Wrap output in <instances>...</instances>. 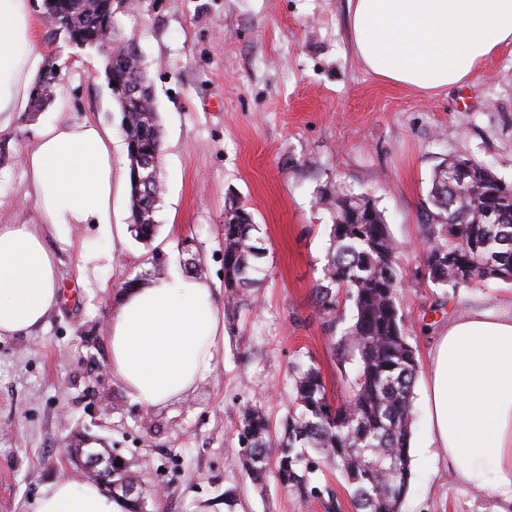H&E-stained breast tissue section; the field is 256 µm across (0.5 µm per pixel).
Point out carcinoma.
I'll use <instances>...</instances> for the list:
<instances>
[{
  "instance_id": "carcinoma-1",
  "label": "carcinoma",
  "mask_w": 512,
  "mask_h": 512,
  "mask_svg": "<svg viewBox=\"0 0 512 512\" xmlns=\"http://www.w3.org/2000/svg\"><path fill=\"white\" fill-rule=\"evenodd\" d=\"M103 5L104 0H42L50 24L48 42L98 40L99 32L77 22L98 15ZM105 54L112 66L111 81L116 83L111 94L122 114L132 170L148 156L161 157V124L157 112L145 110L146 98L123 95L128 89L151 86L141 68L139 48L114 43ZM57 77L55 62L47 60L32 111H41L50 101ZM160 194L156 178L148 192L130 188V226L140 240L155 235L154 202ZM430 198L438 213L437 223L425 225L423 231L422 279L454 293L491 279L512 283V184L484 162L454 158L434 171ZM329 205L333 209L330 247L314 296L328 315L342 299L352 304V322L337 348L339 365L353 366L350 394L345 402L332 405L315 363L295 364L292 401L280 429L272 428L261 408H242L238 430L245 443L244 466L260 483L271 454H277L280 483L309 494L331 512L338 499L314 485L317 469L305 455V449L317 448L336 461V469L351 488L355 512H402L410 479L409 440L419 362L403 332L399 245L368 197L340 188ZM259 230L244 208L232 203L224 211L225 309L230 320L236 318L245 290L261 272Z\"/></svg>"
}]
</instances>
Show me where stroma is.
Segmentation results:
<instances>
[{"label": "stroma", "mask_w": 512, "mask_h": 512, "mask_svg": "<svg viewBox=\"0 0 512 512\" xmlns=\"http://www.w3.org/2000/svg\"><path fill=\"white\" fill-rule=\"evenodd\" d=\"M32 3L38 46L55 55L59 81L53 105L15 114L5 133L0 224L35 222L20 157L57 114L111 129L113 164L127 158L102 55L51 48L41 0ZM347 11L348 0H115L114 38L138 44L163 132L158 230L148 244L128 231L107 241L96 224L71 225L65 243L48 236L61 301L33 334L0 339V512H32L45 486L80 476L66 446L89 439L141 476L152 491L147 512H323L275 475L253 483L237 425L247 405L274 422L287 414L298 361L315 362L331 403L347 396L336 348L351 306L327 315L312 296L327 262L326 200L337 186L373 199L401 246L404 334L420 365L449 318L512 300L503 281L451 295L420 279L422 228L437 214L428 196L435 168L472 158L512 183V45L462 87L413 91L361 65ZM232 202L261 228L262 280L225 322L209 378L146 407L110 368L106 325L130 282L155 277L156 252L169 264L194 258L223 296ZM426 385L419 373L403 512H494L493 500L460 486L430 447Z\"/></svg>", "instance_id": "1"}]
</instances>
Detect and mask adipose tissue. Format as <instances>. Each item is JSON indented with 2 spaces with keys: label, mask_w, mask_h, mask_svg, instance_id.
<instances>
[{
  "label": "adipose tissue",
  "mask_w": 512,
  "mask_h": 512,
  "mask_svg": "<svg viewBox=\"0 0 512 512\" xmlns=\"http://www.w3.org/2000/svg\"><path fill=\"white\" fill-rule=\"evenodd\" d=\"M359 61L421 91L462 85L512 44V0H349ZM44 64L31 0H0V132L27 111ZM34 224L0 225V338L37 331L59 302L58 259L47 235L72 224L112 228V194L129 170L112 165V132L95 121L44 125L21 156ZM113 373L147 407L185 397L224 347V321L205 278L174 268L127 288L107 326ZM430 439L457 482L512 512V304L449 321L431 351L425 390ZM95 483L63 478L34 512H127Z\"/></svg>",
  "instance_id": "obj_1"
}]
</instances>
